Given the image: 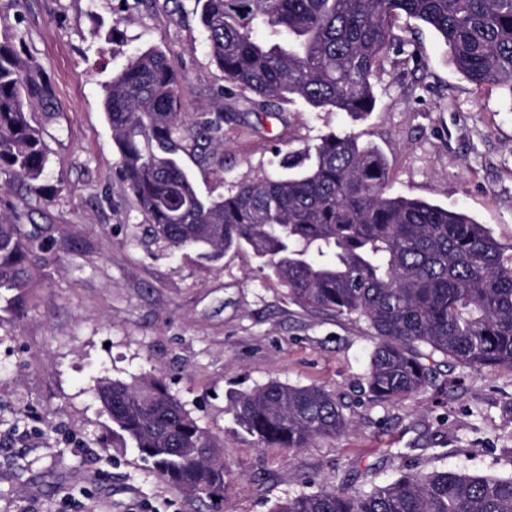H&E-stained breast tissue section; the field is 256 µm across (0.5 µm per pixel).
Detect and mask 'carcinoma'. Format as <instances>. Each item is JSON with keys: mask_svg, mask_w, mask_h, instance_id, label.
<instances>
[{"mask_svg": "<svg viewBox=\"0 0 512 512\" xmlns=\"http://www.w3.org/2000/svg\"><path fill=\"white\" fill-rule=\"evenodd\" d=\"M209 52L235 88L265 101L374 110L373 76L388 53L419 64L396 20L442 39L475 89L512 97V0H196ZM180 81L151 47L112 76L103 110L122 182L154 235L218 260L248 250L295 304L365 321L378 338L365 382L381 400L435 386L434 355L477 372L512 369V246L462 211L387 192L376 148L329 132L289 153V173L201 197L179 156L220 145L224 117L181 118ZM55 91L16 46L0 41V173L46 195L49 160L35 119ZM36 243L0 215V288H20ZM112 432L190 497H224V443L201 427L159 378L104 379L96 388ZM236 425L264 448H308L350 422L323 386L269 381L232 396ZM271 512H512V476L405 472L368 491L320 489Z\"/></svg>", "mask_w": 512, "mask_h": 512, "instance_id": "cac0c4a2", "label": "carcinoma"}]
</instances>
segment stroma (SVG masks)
Returning <instances> with one entry per match:
<instances>
[{"mask_svg": "<svg viewBox=\"0 0 512 512\" xmlns=\"http://www.w3.org/2000/svg\"><path fill=\"white\" fill-rule=\"evenodd\" d=\"M397 25L422 63L389 55L374 111L356 119L300 100L271 110L232 88L194 0H0V41L56 96L44 124L52 197L22 196L0 174V213L42 245L26 286L0 289V512H270L303 491L368 490L409 471L512 475V369L443 362V392L377 400L364 321L297 306L250 251L210 262L171 248L118 175L105 90L129 56L158 47L182 80L183 119L224 115L221 146L182 157L201 194L278 175L283 153L351 132L384 156L389 193L464 211L512 244V97L475 89L430 28ZM104 376L161 378L223 440V500L185 495L123 447L96 398ZM271 380L334 391L350 430L309 448L257 446L229 400Z\"/></svg>", "mask_w": 512, "mask_h": 512, "instance_id": "35a3bbf8", "label": "stroma"}]
</instances>
